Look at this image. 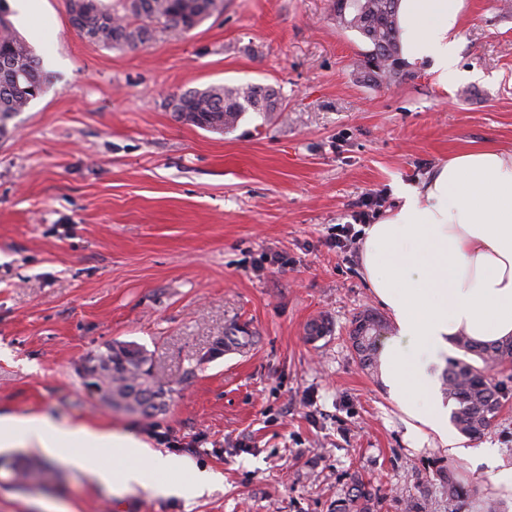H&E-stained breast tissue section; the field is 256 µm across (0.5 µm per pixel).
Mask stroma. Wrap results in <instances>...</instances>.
Masks as SVG:
<instances>
[{"mask_svg": "<svg viewBox=\"0 0 512 512\" xmlns=\"http://www.w3.org/2000/svg\"><path fill=\"white\" fill-rule=\"evenodd\" d=\"M333 0H224L185 36L105 49L71 26L66 0L11 13L48 81L0 136V415L123 427L151 450L219 473L185 499L110 494L39 451L0 452V512H336L352 478L374 512H448L440 471L464 468L486 502L512 512L470 449L512 464V378L481 439L421 447L380 373L348 341L354 316L385 315L360 269L361 240L335 244L358 203L422 180L468 148L512 151V8L465 0L458 78L407 67L364 79L365 43ZM260 84L280 111L217 132L177 119L173 95ZM324 320L321 338L308 337ZM244 327L250 348L215 352ZM137 345L172 394L146 419L104 404L79 362Z\"/></svg>", "mask_w": 512, "mask_h": 512, "instance_id": "1", "label": "stroma"}]
</instances>
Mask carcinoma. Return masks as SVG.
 Returning <instances> with one entry per match:
<instances>
[{
  "label": "carcinoma",
  "instance_id": "carcinoma-1",
  "mask_svg": "<svg viewBox=\"0 0 512 512\" xmlns=\"http://www.w3.org/2000/svg\"><path fill=\"white\" fill-rule=\"evenodd\" d=\"M399 0H333L336 25L358 32L369 45L362 65L370 81L390 83L404 72L398 30ZM68 14L78 13L70 23L85 40L104 48L138 49L158 36L180 38L206 20L224 13V0H66ZM10 7H0V131L11 117L23 111L44 90L41 60L8 19ZM174 114L194 125L224 130L237 125L244 112L278 111L275 91L259 84L246 87L212 85L203 90L185 91L170 99ZM382 319L364 310L354 319L350 341L361 365L373 370L378 365L377 341ZM455 345L477 357L481 365L448 360L443 392L456 408L451 421L463 435L479 439L493 426L502 407L500 384L494 372L512 365V338L478 343L464 333ZM99 369L83 377L84 386L100 399L122 400L131 410L152 395L161 397L162 411L172 389L155 374L145 352L128 343L116 342L97 356ZM448 482V512H462V474L457 467L444 472ZM336 512H374L373 496L359 479L352 482L351 494L336 505Z\"/></svg>",
  "mask_w": 512,
  "mask_h": 512
}]
</instances>
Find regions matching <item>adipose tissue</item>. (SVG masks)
Segmentation results:
<instances>
[{
    "label": "adipose tissue",
    "mask_w": 512,
    "mask_h": 512,
    "mask_svg": "<svg viewBox=\"0 0 512 512\" xmlns=\"http://www.w3.org/2000/svg\"><path fill=\"white\" fill-rule=\"evenodd\" d=\"M463 9L464 0H400L406 63L429 66L444 82L454 78ZM393 195L394 208L364 227L361 252L364 277L397 327L380 353L382 376L411 420L410 433L433 432L454 455L433 366L459 332L482 343L512 337V153L461 151L423 181L395 186ZM18 447L40 449L50 460L69 450L71 463L118 496L142 485L146 466L167 476L152 484L157 495L199 496L216 480L202 471L193 483L173 481L182 461L123 431L0 416V449ZM105 448L118 449L123 465H104Z\"/></svg>",
    "instance_id": "1"
}]
</instances>
